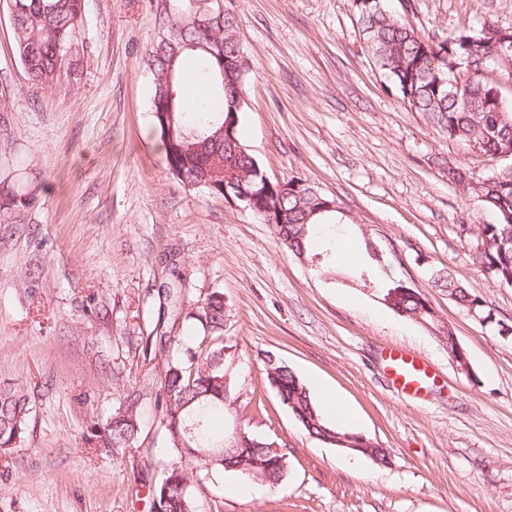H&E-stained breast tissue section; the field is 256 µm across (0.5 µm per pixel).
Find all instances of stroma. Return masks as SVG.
Segmentation results:
<instances>
[{
	"label": "stroma",
	"instance_id": "obj_1",
	"mask_svg": "<svg viewBox=\"0 0 512 512\" xmlns=\"http://www.w3.org/2000/svg\"><path fill=\"white\" fill-rule=\"evenodd\" d=\"M182 0H84L59 81L32 83L0 0V384L28 390V432L0 459V512H151L173 460L152 403L131 447L88 445L128 394L155 386L168 355L156 333L191 341L174 303L224 295L225 433L277 441L286 478L238 492L227 472L196 484L212 512H512V336L467 316L432 272L446 269L512 326V286L478 263L492 210L437 161L494 165L411 111L375 66L352 0H224L247 63L241 138L271 181L307 180L336 202L332 224L360 255L314 234L298 258L243 204L180 185L152 127L146 55ZM425 35L489 19L512 0H384ZM27 206H20V199ZM383 255L386 272L367 253ZM424 291L468 356L379 298L384 276ZM174 291L167 300L166 291ZM403 345L434 385L393 389L384 350ZM274 353L312 391L340 395L348 431L390 451L349 462L283 407L263 367Z\"/></svg>",
	"mask_w": 512,
	"mask_h": 512
}]
</instances>
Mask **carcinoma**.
Instances as JSON below:
<instances>
[{"label": "carcinoma", "mask_w": 512, "mask_h": 512, "mask_svg": "<svg viewBox=\"0 0 512 512\" xmlns=\"http://www.w3.org/2000/svg\"><path fill=\"white\" fill-rule=\"evenodd\" d=\"M24 9L11 15L15 49L32 81L51 86L58 81L66 56L80 33L84 0H22ZM366 46L375 65L391 82L403 103L414 112L429 115L439 132L451 140L479 146L480 154L491 160L512 161V99L508 98L497 75H505L501 58L512 59V46L500 45L486 30L485 23L453 32L439 40L422 36L404 20L380 7V0H353ZM236 20L220 11H184L162 27L159 40L147 57L153 74L150 112L155 131L165 149L166 170L183 186L205 187L219 182L220 167L211 157L223 160L222 127L228 113L244 110L245 60L238 43L232 41ZM214 38L224 46V58L191 48L200 39ZM196 62V79L214 89L222 99L219 109L198 102L184 105L183 76L186 65ZM461 69L451 73L452 64ZM173 97L171 124L175 144L167 141L163 118L154 115L163 98ZM240 147L233 169L250 171L258 163L234 130ZM263 177L252 175L242 190L253 195L249 210L265 219L268 206L258 184ZM448 181L491 208L497 221L478 225L480 244L476 259L495 280L512 285V164L477 176L460 166L448 168ZM290 190L279 198L288 223L276 225L282 244L296 256L306 253L315 228L330 211L320 212L321 194L310 184L288 181ZM434 288L448 289V297L464 312L480 311L493 319L485 300L458 282L444 269L431 277ZM381 300L396 314L443 329V339L451 342V328L436 322L425 294L417 287L394 281L380 289ZM224 294L213 292L200 299L186 318L202 330L198 343L170 336L159 337L169 361L156 391H135L99 430L97 439L105 448H128L138 433L142 399L154 398L168 442L177 461L167 469L153 489L152 512H206L193 492L199 475L218 476L233 471L249 479L261 474L265 481L280 484L288 468L286 453L268 439L248 430L224 447V437L213 430L214 419L228 409L230 387L224 373ZM264 372L276 385L280 403L311 436L345 452L366 456L383 465L386 449L370 438L344 430L328 422L310 396L305 383L282 361L267 356ZM31 400L22 385L0 386V452L18 446L28 430Z\"/></svg>", "instance_id": "1"}]
</instances>
